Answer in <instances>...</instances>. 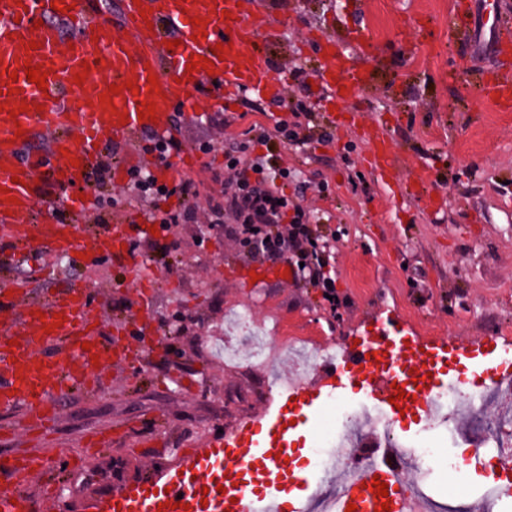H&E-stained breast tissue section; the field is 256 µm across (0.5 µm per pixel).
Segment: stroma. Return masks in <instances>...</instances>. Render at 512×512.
<instances>
[{
  "label": "stroma",
  "instance_id": "stroma-1",
  "mask_svg": "<svg viewBox=\"0 0 512 512\" xmlns=\"http://www.w3.org/2000/svg\"><path fill=\"white\" fill-rule=\"evenodd\" d=\"M270 10L275 35L260 50L273 64L292 63L306 72L317 64L319 35L345 40L358 28L368 45L350 44L356 64L374 81L359 98L331 99L316 87L303 96L313 102L316 131L330 140L282 149L296 169L294 182L307 183L314 201L317 235L327 241L336 300L308 285L251 282L237 277L248 265L244 251L220 230L199 224L175 227L172 248H154L148 225L137 223L143 207L110 184L116 204L111 219H133L130 247L136 268L99 260L88 267L55 258L58 277L43 281L39 255L13 265L28 275L35 292L84 283L104 292L94 306L103 341L135 348L142 363L127 360L96 370L95 386L67 396L50 439L35 440L36 419L22 409L0 411V460L39 451L47 458L44 480L57 485L54 512H87L102 490L140 480L155 468L174 465L184 449L253 429L274 401H249L254 385L299 376L298 364L280 357L271 368L225 362L216 339L236 341L229 326L237 309L252 308L261 325L278 335L309 342L343 341L353 347L389 317H404L408 337L449 344L482 339V356L512 353V103L494 109L473 70L493 75L495 60L475 54L454 38L448 18L479 12V0H251ZM186 122L173 136L191 145L209 140L207 117L222 110L236 116L235 131L254 123L273 125L285 106L252 93L219 96L208 88L190 95ZM383 125L399 156L388 181L370 169L366 129ZM422 182L420 193L409 184ZM326 193H319L320 183ZM114 425L124 435L69 473L64 458L83 446L86 435ZM491 429L512 442V407L475 408L465 429ZM460 441H444L445 468L433 472L436 502L456 498L468 512L489 475L487 466L460 488L451 471Z\"/></svg>",
  "mask_w": 512,
  "mask_h": 512
}]
</instances>
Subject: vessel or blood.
Returning <instances> with one entry per match:
<instances>
[{"mask_svg": "<svg viewBox=\"0 0 512 512\" xmlns=\"http://www.w3.org/2000/svg\"><path fill=\"white\" fill-rule=\"evenodd\" d=\"M92 0H62L63 11L53 10L52 0H0V238L14 243L19 258H26L32 240L55 255H81L82 259L121 258L129 237L127 222L114 224L83 247L72 224H53L31 235L38 196V177L47 174L59 194L75 212L86 203L80 193L104 138L123 142L139 135L163 136L172 127L177 106L187 105L188 92L207 82L217 90H244L268 99L277 89L270 80V63L255 47L268 19L256 16L239 0H124L118 22L95 16ZM73 32L63 42L57 21ZM125 35L114 38L113 25ZM456 37L471 42L476 51L498 56L512 43V17L492 11L481 16L450 18ZM178 48H169L171 40ZM315 85L333 98L356 97L372 82L370 71L353 67L342 44L323 35L317 40ZM206 65L192 66L193 57ZM46 75L44 88L29 83L27 66ZM83 83H76V76ZM489 98L512 101V73L503 72L485 86ZM81 105H74V98ZM153 118H146V110ZM50 134L46 148L32 149L36 132ZM374 166L394 167L397 155L384 127L369 136ZM31 282L20 278L11 290H0V409L22 408L45 418L61 411L60 401L70 385L85 379L93 364H107L125 357V349L97 339L91 310L96 297L89 286L76 284L48 297L25 300ZM69 347L70 355L46 357V347ZM473 345L456 343L451 349L421 347L406 342L400 319H390L360 348L327 360L333 371L350 366L366 399L396 416L414 399L433 394L447 369L449 357L472 355ZM457 381L474 386L476 397L512 392V364L497 360L462 362ZM403 391L400 404L392 396ZM288 414L272 421L261 450L243 440L227 445L209 444L184 449L178 462L164 472L122 486L100 496L94 512H253L251 484L243 475L256 463L269 473L286 472L300 494L288 502L289 512H308L304 491L307 476L287 464L292 450ZM385 464L371 469L350 463L336 470V512L355 505L356 512H411L409 499L394 489L405 474L395 449H387ZM40 452L21 455L0 465V512H34L35 504L21 487L40 477ZM390 490L378 499L374 477Z\"/></svg>", "mask_w": 512, "mask_h": 512, "instance_id": "1", "label": "vessel or blood"}]
</instances>
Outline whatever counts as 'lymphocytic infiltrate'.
Here are the masks:
<instances>
[{
  "instance_id": "obj_1",
  "label": "lymphocytic infiltrate",
  "mask_w": 512,
  "mask_h": 512,
  "mask_svg": "<svg viewBox=\"0 0 512 512\" xmlns=\"http://www.w3.org/2000/svg\"><path fill=\"white\" fill-rule=\"evenodd\" d=\"M312 115L311 104L301 100L291 117L277 118L273 127L255 123L234 134L230 128L235 117L215 114L209 122L225 135L224 170L211 171L206 179L184 174L164 186L151 169L134 166L127 171L124 190L150 205L149 219L162 230L179 224L223 228L225 236L243 246L251 260L287 263L293 286L334 290L326 274L328 258L312 228V209L286 191L291 168L280 156L259 151L273 139L286 146H303ZM208 181L214 188L206 194L202 188ZM173 196L177 206L160 210V201Z\"/></svg>"
}]
</instances>
